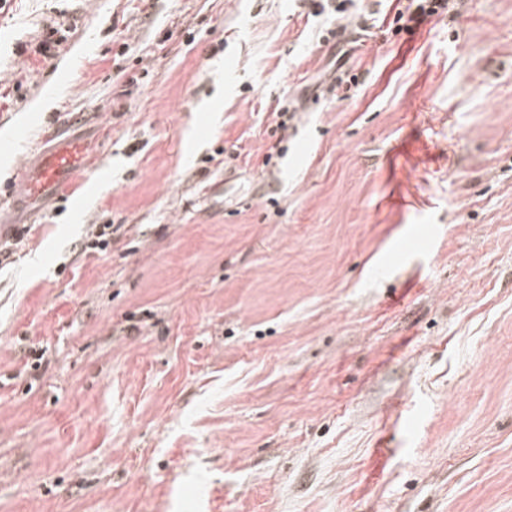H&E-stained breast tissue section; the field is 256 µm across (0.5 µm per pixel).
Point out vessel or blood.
<instances>
[{
  "mask_svg": "<svg viewBox=\"0 0 512 512\" xmlns=\"http://www.w3.org/2000/svg\"><path fill=\"white\" fill-rule=\"evenodd\" d=\"M83 120L78 114L62 122L53 132V144L40 151L33 164L23 167L25 200L30 210H37L47 196L71 193L91 171L94 154L85 141L69 131L70 126Z\"/></svg>",
  "mask_w": 512,
  "mask_h": 512,
  "instance_id": "b4317fda",
  "label": "vessel or blood"
}]
</instances>
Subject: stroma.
<instances>
[{"mask_svg": "<svg viewBox=\"0 0 512 512\" xmlns=\"http://www.w3.org/2000/svg\"><path fill=\"white\" fill-rule=\"evenodd\" d=\"M384 9L0 6V512H512V0ZM411 3L405 7V11H402L401 9H397V12L394 15L393 23L398 24L401 21H414L418 23L423 18L428 16H433L436 14H443L448 13V15L451 14V12L454 9V2L451 0H413L410 1ZM416 4V9L414 11H410L412 6ZM407 13V19L405 18V15ZM84 121V115L72 116L53 132L54 143L40 151L35 162L22 169L26 204L36 212L50 195L71 193L92 170L95 156L69 128Z\"/></svg>", "mask_w": 512, "mask_h": 512, "instance_id": "35a3bbf8", "label": "stroma"}]
</instances>
